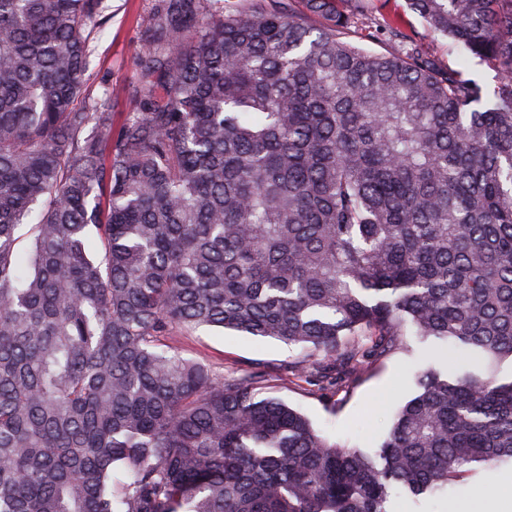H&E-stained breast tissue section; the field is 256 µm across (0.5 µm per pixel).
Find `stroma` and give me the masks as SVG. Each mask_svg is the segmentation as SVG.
I'll use <instances>...</instances> for the list:
<instances>
[{
    "label": "stroma",
    "instance_id": "obj_1",
    "mask_svg": "<svg viewBox=\"0 0 512 512\" xmlns=\"http://www.w3.org/2000/svg\"><path fill=\"white\" fill-rule=\"evenodd\" d=\"M154 0H104L105 25L91 41V63L86 74V94L97 98L109 94L112 125L121 127L130 109L138 80L136 53L143 43L145 19ZM352 41L387 55L400 45L384 30V18L374 15L350 27ZM183 357L212 364L218 370L238 372L258 365L287 366L301 356L300 349L270 338L201 326L180 337ZM427 348L415 337H407L404 348L378 357L364 374L352 377L346 366H337V391L321 390L304 382H278L273 393L300 410L331 441L366 451L378 447L397 410L417 393L415 374ZM481 474H468L434 497L415 496L392 489L387 512H490L494 498L479 494L475 484Z\"/></svg>",
    "mask_w": 512,
    "mask_h": 512
}]
</instances>
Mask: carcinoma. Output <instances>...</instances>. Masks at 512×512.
<instances>
[{
    "label": "carcinoma",
    "instance_id": "cac0c4a2",
    "mask_svg": "<svg viewBox=\"0 0 512 512\" xmlns=\"http://www.w3.org/2000/svg\"><path fill=\"white\" fill-rule=\"evenodd\" d=\"M389 2L157 0L116 130L102 0H0V512H386L512 465V0H405L400 56L349 40ZM198 326L326 389L409 332L432 360L367 454L260 396L280 368L183 358ZM182 356L210 363L224 372H239L262 365L288 367L300 349L270 338L250 336L221 328L200 326L179 338Z\"/></svg>",
    "mask_w": 512,
    "mask_h": 512
}]
</instances>
